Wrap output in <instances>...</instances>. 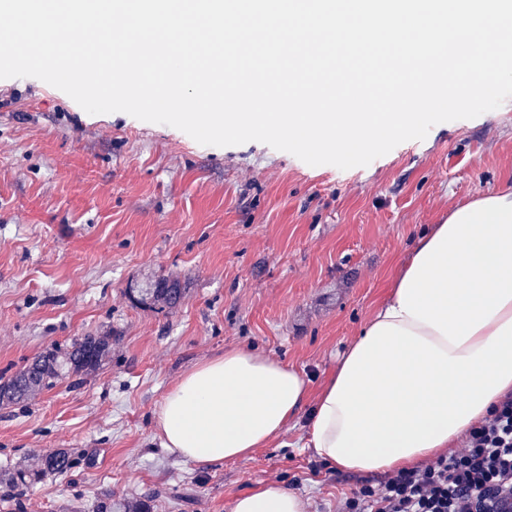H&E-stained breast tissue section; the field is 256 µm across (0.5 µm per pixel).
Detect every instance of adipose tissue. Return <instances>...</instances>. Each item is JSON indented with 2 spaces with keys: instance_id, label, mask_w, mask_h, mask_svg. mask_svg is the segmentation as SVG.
Returning <instances> with one entry per match:
<instances>
[{
  "instance_id": "adipose-tissue-1",
  "label": "adipose tissue",
  "mask_w": 512,
  "mask_h": 512,
  "mask_svg": "<svg viewBox=\"0 0 512 512\" xmlns=\"http://www.w3.org/2000/svg\"><path fill=\"white\" fill-rule=\"evenodd\" d=\"M305 375L244 347L201 361L155 415L163 448L210 465L247 457L296 416ZM512 391V188L473 198L420 234L388 300L338 359L308 417L337 469L404 468L447 448ZM261 483L231 512H305Z\"/></svg>"
}]
</instances>
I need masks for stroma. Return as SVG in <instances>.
Masks as SVG:
<instances>
[{"instance_id":"stroma-1","label":"stroma","mask_w":512,"mask_h":512,"mask_svg":"<svg viewBox=\"0 0 512 512\" xmlns=\"http://www.w3.org/2000/svg\"><path fill=\"white\" fill-rule=\"evenodd\" d=\"M512 186V98L437 124L364 167L311 166L257 141L216 147L123 112L90 114L33 78L0 79V384L74 339L108 337L92 370L0 404V512H230L260 483L333 512L355 487L308 448L306 412L249 458L199 467L161 445L155 413L196 362L232 347L302 370L317 396L388 298L420 232ZM169 278L181 297L131 291ZM65 476L11 496L43 454ZM73 466V454L68 449H58L45 454L41 460V467L35 472H18L10 480L11 488L20 496L24 488L45 473L63 476Z\"/></svg>"}]
</instances>
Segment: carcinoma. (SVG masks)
<instances>
[{"label":"carcinoma","mask_w":512,"mask_h":512,"mask_svg":"<svg viewBox=\"0 0 512 512\" xmlns=\"http://www.w3.org/2000/svg\"><path fill=\"white\" fill-rule=\"evenodd\" d=\"M141 296L153 302L176 303L181 295L178 283L162 278L152 288L140 289ZM110 345L105 336H82L75 340L63 356L53 352L37 358L23 371L5 384H0V402L10 401L25 395L33 384L51 387L54 383L70 373H77L85 368L100 365L106 358ZM73 466V454L68 449H58L45 454L41 467L35 472L21 471L10 480L16 495H21L24 488L45 473L63 476Z\"/></svg>","instance_id":"cac0c4a2"}]
</instances>
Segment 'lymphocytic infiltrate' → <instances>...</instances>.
<instances>
[{
	"label": "lymphocytic infiltrate",
	"instance_id": "1",
	"mask_svg": "<svg viewBox=\"0 0 512 512\" xmlns=\"http://www.w3.org/2000/svg\"><path fill=\"white\" fill-rule=\"evenodd\" d=\"M335 512H512V393L471 424L459 446L361 481Z\"/></svg>",
	"mask_w": 512,
	"mask_h": 512
}]
</instances>
